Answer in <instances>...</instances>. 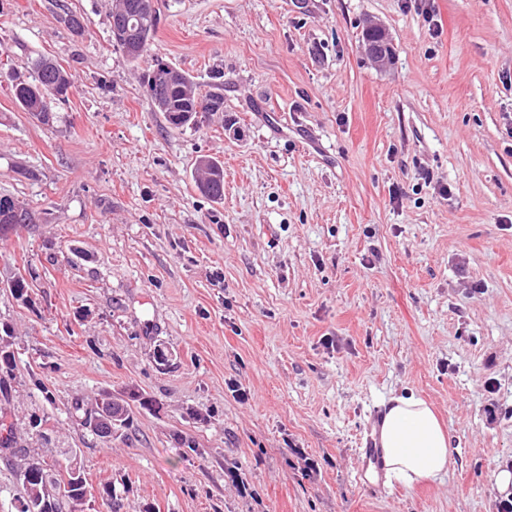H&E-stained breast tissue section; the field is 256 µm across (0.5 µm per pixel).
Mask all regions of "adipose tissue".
Returning a JSON list of instances; mask_svg holds the SVG:
<instances>
[{
    "instance_id": "obj_1",
    "label": "adipose tissue",
    "mask_w": 512,
    "mask_h": 512,
    "mask_svg": "<svg viewBox=\"0 0 512 512\" xmlns=\"http://www.w3.org/2000/svg\"><path fill=\"white\" fill-rule=\"evenodd\" d=\"M379 441L387 473L406 483L435 478L455 463L450 435L422 399L393 397L383 414Z\"/></svg>"
}]
</instances>
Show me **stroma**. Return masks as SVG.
<instances>
[{"label": "stroma", "instance_id": "1", "mask_svg": "<svg viewBox=\"0 0 512 512\" xmlns=\"http://www.w3.org/2000/svg\"><path fill=\"white\" fill-rule=\"evenodd\" d=\"M115 4L0 0V196L32 214L0 236L17 447H40L43 418L111 483L94 512H500L512 0H157L136 62ZM370 21L394 45L382 67ZM43 57L72 83L47 123L12 91ZM158 60L223 111L170 125L147 92ZM204 158L221 201L196 187ZM105 392L129 418L104 438L71 404ZM410 393L457 464L371 497L362 443ZM203 177L198 181L201 193L215 200L224 198V167L214 159H206L204 168L199 167ZM201 183L206 185V190L201 189Z\"/></svg>", "mask_w": 512, "mask_h": 512}]
</instances>
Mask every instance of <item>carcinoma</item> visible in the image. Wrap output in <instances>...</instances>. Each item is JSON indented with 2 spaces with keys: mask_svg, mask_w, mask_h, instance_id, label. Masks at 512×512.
Segmentation results:
<instances>
[{
  "mask_svg": "<svg viewBox=\"0 0 512 512\" xmlns=\"http://www.w3.org/2000/svg\"><path fill=\"white\" fill-rule=\"evenodd\" d=\"M142 0H122L119 12L113 14L117 19L126 14L135 17L136 26L130 30L123 26L113 27L112 40L129 60L136 62L148 52L149 39L157 29L159 22L158 9L146 12L141 8ZM170 65L158 60L147 76L149 95L158 111L166 113L167 121L182 127L192 122L195 104L210 108L213 112L224 111V94L210 92L201 95L190 78L183 74L177 79H169ZM34 79L28 83L15 86V100L27 112L34 114L39 120L50 119V100L67 96L71 81L67 73L49 59H39L34 64ZM203 177L200 182L206 185L203 194L215 199L224 198V167L214 159L205 161L202 168ZM30 217L29 210L12 198L0 197V224L12 226L23 224ZM17 368L16 359L12 356L0 357V389L8 391L7 379L14 376ZM7 433H2V430ZM16 423H5L0 416V451L13 454L15 449ZM42 468L37 474L29 477L17 469L16 476L22 486L23 495L19 498L18 512H73L78 507L80 512H89L90 507L83 502L85 487L88 482H79L73 472L85 475L77 451L68 449L61 452V458L48 462L40 457Z\"/></svg>",
  "mask_w": 512,
  "mask_h": 512,
  "instance_id": "obj_1",
  "label": "carcinoma"
}]
</instances>
